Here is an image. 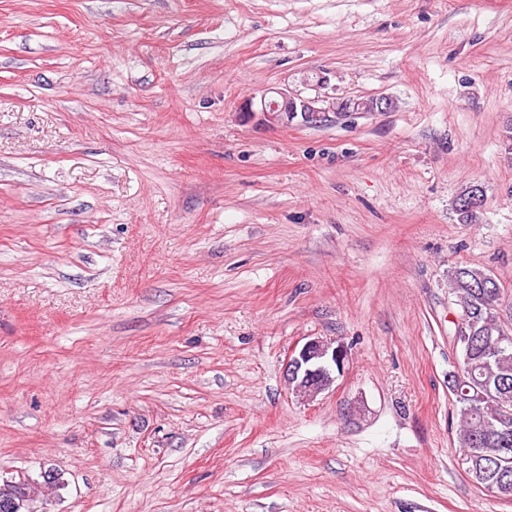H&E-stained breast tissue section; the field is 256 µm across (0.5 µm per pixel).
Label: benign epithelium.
Masks as SVG:
<instances>
[{
    "label": "benign epithelium",
    "instance_id": "benign-epithelium-1",
    "mask_svg": "<svg viewBox=\"0 0 512 512\" xmlns=\"http://www.w3.org/2000/svg\"><path fill=\"white\" fill-rule=\"evenodd\" d=\"M239 111L247 115L275 112L287 115L290 120L300 114L307 121L325 117L322 109L316 107V101L300 97L286 88L262 94L257 105L247 101L239 106ZM347 360L348 349L344 345L312 338L288 352L284 378L295 394L313 400L329 390L336 378L343 374Z\"/></svg>",
    "mask_w": 512,
    "mask_h": 512
}]
</instances>
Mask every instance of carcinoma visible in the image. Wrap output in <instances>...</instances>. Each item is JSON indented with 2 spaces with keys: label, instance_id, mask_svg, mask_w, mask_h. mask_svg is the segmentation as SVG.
<instances>
[{
  "label": "carcinoma",
  "instance_id": "1",
  "mask_svg": "<svg viewBox=\"0 0 512 512\" xmlns=\"http://www.w3.org/2000/svg\"><path fill=\"white\" fill-rule=\"evenodd\" d=\"M483 195L478 185L457 199L463 222L473 218L464 208L468 199ZM481 268L458 263L448 269L453 303L470 314L469 351L448 372V390L455 398L458 442L462 461L475 485L503 500H512V303L503 299L500 285L487 286ZM34 494L29 479L17 485L0 483V512H25L19 496Z\"/></svg>",
  "mask_w": 512,
  "mask_h": 512
}]
</instances>
